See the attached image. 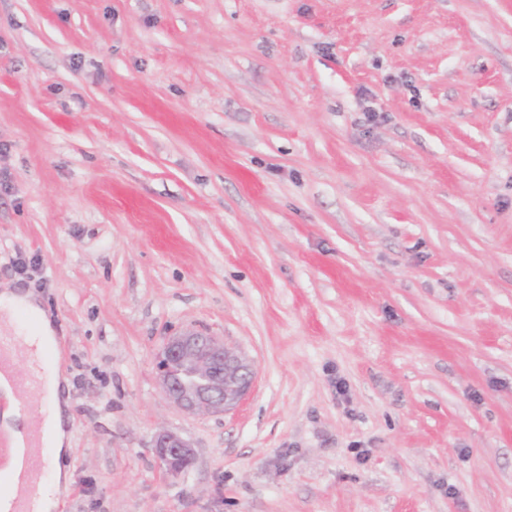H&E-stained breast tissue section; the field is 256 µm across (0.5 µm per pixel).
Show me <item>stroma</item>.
<instances>
[{
  "label": "stroma",
  "instance_id": "obj_1",
  "mask_svg": "<svg viewBox=\"0 0 512 512\" xmlns=\"http://www.w3.org/2000/svg\"><path fill=\"white\" fill-rule=\"evenodd\" d=\"M18 285L59 512H512V0H0ZM184 329L251 361L236 409L162 394ZM150 448L165 467L166 473L173 477L180 475L186 469L185 465L190 466L194 459L191 444L169 431L157 433Z\"/></svg>",
  "mask_w": 512,
  "mask_h": 512
}]
</instances>
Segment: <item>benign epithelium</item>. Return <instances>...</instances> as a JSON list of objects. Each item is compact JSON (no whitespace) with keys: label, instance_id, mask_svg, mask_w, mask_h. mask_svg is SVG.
<instances>
[{"label":"benign epithelium","instance_id":"7a95c632","mask_svg":"<svg viewBox=\"0 0 512 512\" xmlns=\"http://www.w3.org/2000/svg\"><path fill=\"white\" fill-rule=\"evenodd\" d=\"M164 395L189 414L224 413L250 391L255 372L245 355L206 332L183 330L170 337L157 357ZM151 451L170 476L192 464L191 444L169 431L157 433Z\"/></svg>","mask_w":512,"mask_h":512}]
</instances>
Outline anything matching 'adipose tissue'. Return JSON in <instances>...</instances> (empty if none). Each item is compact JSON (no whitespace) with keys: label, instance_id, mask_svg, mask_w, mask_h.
<instances>
[{"label":"adipose tissue","instance_id":"ef3b65f1","mask_svg":"<svg viewBox=\"0 0 512 512\" xmlns=\"http://www.w3.org/2000/svg\"><path fill=\"white\" fill-rule=\"evenodd\" d=\"M26 310L36 319V327L27 338L30 353L39 355L41 375V400L48 406L42 421L43 439L52 450L50 469L53 479L41 499L40 512H57L60 499L70 484V474L61 465L70 446L65 429L64 407L60 401L61 374L54 361L56 328L44 310L40 299L32 292L6 289L0 291V318L11 320L19 310ZM0 398L5 406L0 409V434L9 445L8 458L0 466V507L9 508L14 482L27 453L31 418L24 404L17 398L11 382L0 375Z\"/></svg>","mask_w":512,"mask_h":512}]
</instances>
